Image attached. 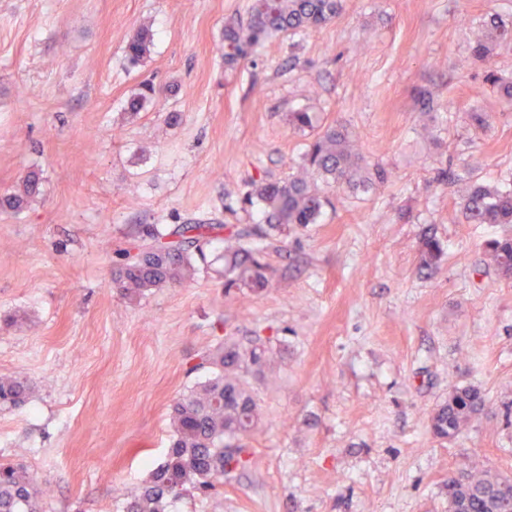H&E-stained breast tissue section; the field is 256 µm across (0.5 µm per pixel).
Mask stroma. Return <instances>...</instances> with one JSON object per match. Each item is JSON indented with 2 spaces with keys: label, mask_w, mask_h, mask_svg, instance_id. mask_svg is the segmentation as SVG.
Listing matches in <instances>:
<instances>
[{
  "label": "stroma",
  "mask_w": 512,
  "mask_h": 512,
  "mask_svg": "<svg viewBox=\"0 0 512 512\" xmlns=\"http://www.w3.org/2000/svg\"><path fill=\"white\" fill-rule=\"evenodd\" d=\"M251 4L0 0V195L41 175L27 208L0 212V376L31 387L0 409V459L23 458L44 512H122L166 457L173 403L208 377L202 356L231 338L275 351L247 378L260 420L246 463L169 512H448L460 469L512 477V281L484 250L512 225L463 223L456 186L437 180L512 175V107L465 63L486 16L512 22V0H347L227 67L224 25ZM144 25L155 45L132 69L124 47ZM145 80L172 93L129 117ZM303 108L358 133L391 178L255 236L262 209L227 208L300 168L307 137L286 116ZM146 224L246 232L267 288L228 295L207 269L128 300L113 271ZM427 230L446 251L428 274ZM467 385L482 413L434 437L431 412Z\"/></svg>",
  "instance_id": "1"
}]
</instances>
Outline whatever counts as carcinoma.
<instances>
[{
  "mask_svg": "<svg viewBox=\"0 0 512 512\" xmlns=\"http://www.w3.org/2000/svg\"><path fill=\"white\" fill-rule=\"evenodd\" d=\"M345 0H253L244 20L224 26V63L228 67L248 59L257 47L278 33L302 28H320L339 17ZM153 33L142 27L125 44L128 63L135 66L151 53ZM512 49V24L490 16L471 47L467 62L484 68V82L495 88L500 99L512 106V81L504 80L490 66L492 57ZM164 89L151 82L139 87L128 102L130 113H139L159 98ZM288 124L298 131H312L299 173L284 181L254 184L246 202L258 205L266 215V226L258 235L283 234L293 225L315 224L325 207L332 204L329 188L365 189L386 184L388 172L370 166L359 148V136L338 123H324L305 109L288 113ZM39 174L27 172L20 193L0 197V211L18 212L38 191ZM466 224H512V181L506 186L469 185L461 196ZM217 227L190 224L169 230L157 224L141 229V236L158 242L141 253H126L115 270V282L131 301L153 288L193 278L207 264L204 245L214 238ZM244 235L222 238L225 293L246 289L261 293L268 285L271 266L261 252L243 243ZM486 250L496 270L512 278V235L491 239ZM445 255L433 234L422 238L419 264L423 270L438 266ZM264 343L246 345L220 343L206 355L214 376L177 401L171 409L173 434L165 460L150 474L142 491L130 498L123 512H166L175 499L170 484L206 492L224 480V474L242 467L246 460L227 451L229 441L248 435L256 426L259 410L248 390L245 376L267 362ZM29 394L27 380L20 375L0 377V408L24 404ZM484 398L475 386H455L448 400L431 414L430 429L442 439L461 434L482 412ZM43 491L22 461H0V512H43ZM448 512H512V478L487 469H470L448 480Z\"/></svg>",
  "mask_w": 512,
  "mask_h": 512,
  "instance_id": "1",
  "label": "carcinoma"
}]
</instances>
